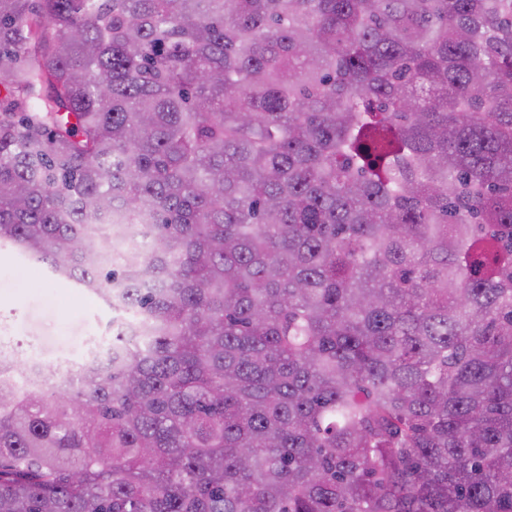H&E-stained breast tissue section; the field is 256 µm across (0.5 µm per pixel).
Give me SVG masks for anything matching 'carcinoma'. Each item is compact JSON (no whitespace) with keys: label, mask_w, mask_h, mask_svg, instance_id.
<instances>
[{"label":"carcinoma","mask_w":512,"mask_h":512,"mask_svg":"<svg viewBox=\"0 0 512 512\" xmlns=\"http://www.w3.org/2000/svg\"><path fill=\"white\" fill-rule=\"evenodd\" d=\"M0 87V250L135 318L0 356V512H512V0H0Z\"/></svg>","instance_id":"obj_1"}]
</instances>
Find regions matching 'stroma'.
I'll list each match as a JSON object with an SVG mask.
<instances>
[{
  "instance_id": "obj_1",
  "label": "stroma",
  "mask_w": 512,
  "mask_h": 512,
  "mask_svg": "<svg viewBox=\"0 0 512 512\" xmlns=\"http://www.w3.org/2000/svg\"><path fill=\"white\" fill-rule=\"evenodd\" d=\"M0 316L45 364L77 352L83 341L104 329L112 312L72 283L49 278L44 264L0 252Z\"/></svg>"
}]
</instances>
